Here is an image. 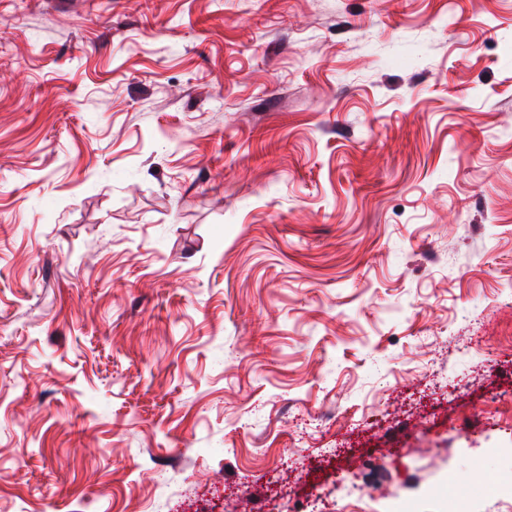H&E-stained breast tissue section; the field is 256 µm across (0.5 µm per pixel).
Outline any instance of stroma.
Here are the masks:
<instances>
[{
  "mask_svg": "<svg viewBox=\"0 0 512 512\" xmlns=\"http://www.w3.org/2000/svg\"><path fill=\"white\" fill-rule=\"evenodd\" d=\"M511 482L512 0H0V512Z\"/></svg>",
  "mask_w": 512,
  "mask_h": 512,
  "instance_id": "obj_1",
  "label": "stroma"
}]
</instances>
